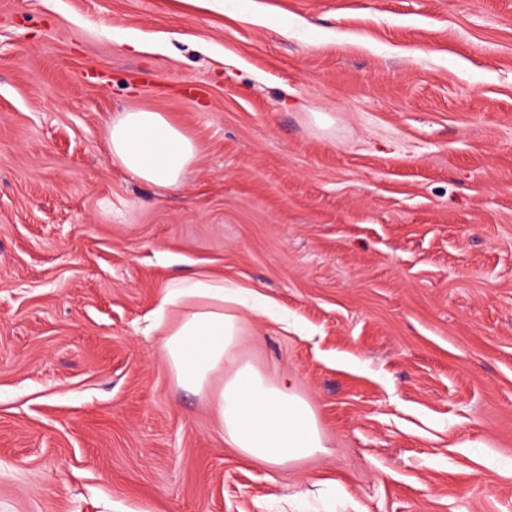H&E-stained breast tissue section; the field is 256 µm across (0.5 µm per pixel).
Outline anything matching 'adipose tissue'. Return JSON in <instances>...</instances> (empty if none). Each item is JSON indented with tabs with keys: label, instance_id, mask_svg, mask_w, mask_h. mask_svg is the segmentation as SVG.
I'll use <instances>...</instances> for the list:
<instances>
[{
	"label": "adipose tissue",
	"instance_id": "ef3b65f1",
	"mask_svg": "<svg viewBox=\"0 0 512 512\" xmlns=\"http://www.w3.org/2000/svg\"><path fill=\"white\" fill-rule=\"evenodd\" d=\"M112 161L134 177L178 188L199 150L172 119L159 112L130 110L108 129ZM247 289L207 277L179 283L162 300L175 306L186 299L196 307L169 333L164 347L178 383L201 391L215 387L216 422L225 442L251 462L283 466L324 452L326 444L314 411L284 381L266 379L237 353L239 306Z\"/></svg>",
	"mask_w": 512,
	"mask_h": 512
}]
</instances>
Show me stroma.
<instances>
[{"mask_svg":"<svg viewBox=\"0 0 512 512\" xmlns=\"http://www.w3.org/2000/svg\"><path fill=\"white\" fill-rule=\"evenodd\" d=\"M129 109L179 189L113 165ZM201 274L286 314L238 354L325 452L178 385ZM0 512H512V0H0ZM112 162L134 177L176 189L197 157L195 141L161 112H121L108 129Z\"/></svg>","mask_w":512,"mask_h":512,"instance_id":"obj_1","label":"stroma"}]
</instances>
